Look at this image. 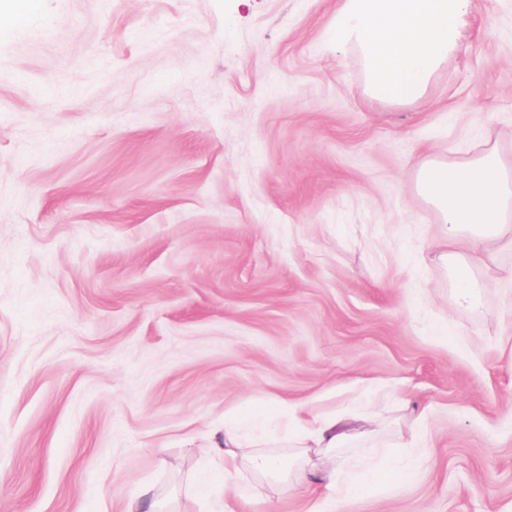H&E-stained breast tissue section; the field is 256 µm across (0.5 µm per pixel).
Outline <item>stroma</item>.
<instances>
[{"instance_id": "stroma-1", "label": "stroma", "mask_w": 512, "mask_h": 512, "mask_svg": "<svg viewBox=\"0 0 512 512\" xmlns=\"http://www.w3.org/2000/svg\"><path fill=\"white\" fill-rule=\"evenodd\" d=\"M0 21V512H206L311 489L205 448L225 414L359 409L416 472L342 512H512V245L460 306L421 156L512 164V0L408 106L338 0H20Z\"/></svg>"}]
</instances>
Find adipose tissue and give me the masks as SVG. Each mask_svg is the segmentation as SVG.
<instances>
[{"mask_svg": "<svg viewBox=\"0 0 512 512\" xmlns=\"http://www.w3.org/2000/svg\"><path fill=\"white\" fill-rule=\"evenodd\" d=\"M414 188L440 217L435 245L441 259L452 262L457 302L475 305L478 284L472 275L473 267L481 263L482 252L488 245L503 240L512 242V168L493 148L456 164L426 158L415 166ZM285 415L288 442L302 463L310 449L330 452L345 447L351 437L339 419L311 418L296 406L287 407ZM207 453L223 462L228 478L239 475L244 466L260 474L279 468L273 457L253 450L232 419L225 420L223 434L212 435ZM396 467L395 460L381 457L361 480L348 472H315L302 466L295 476L296 482L318 487L307 498L304 512H339L344 503L364 495L368 489L394 487Z\"/></svg>", "mask_w": 512, "mask_h": 512, "instance_id": "obj_1", "label": "adipose tissue"}]
</instances>
